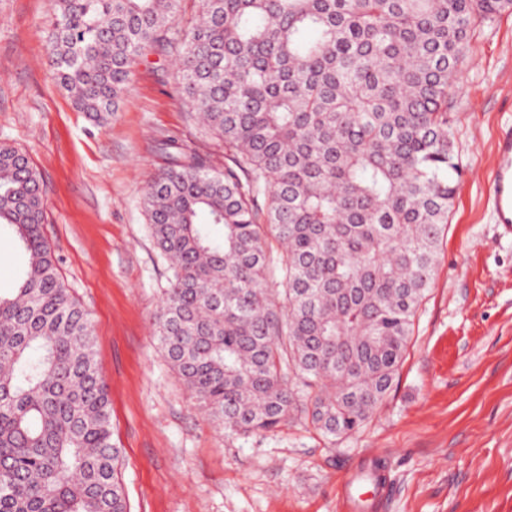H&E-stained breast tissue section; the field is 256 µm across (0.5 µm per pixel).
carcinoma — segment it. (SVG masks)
Instances as JSON below:
<instances>
[{
	"instance_id": "cac0c4a2",
	"label": "carcinoma",
	"mask_w": 512,
	"mask_h": 512,
	"mask_svg": "<svg viewBox=\"0 0 512 512\" xmlns=\"http://www.w3.org/2000/svg\"><path fill=\"white\" fill-rule=\"evenodd\" d=\"M51 0L56 81L96 126L137 63L175 56L179 96L227 149L173 139L142 198L170 276L155 337L224 429L305 415L329 442L391 392L432 288L461 167L448 96L512 0ZM265 205H260L259 200ZM40 175L0 143V512H130L88 313L42 225ZM21 265L19 250L9 240L7 232L2 229L0 237V291L8 293L16 287L17 275Z\"/></svg>"
}]
</instances>
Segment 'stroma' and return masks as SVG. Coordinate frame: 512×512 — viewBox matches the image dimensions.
Segmentation results:
<instances>
[{
    "instance_id": "stroma-1",
    "label": "stroma",
    "mask_w": 512,
    "mask_h": 512,
    "mask_svg": "<svg viewBox=\"0 0 512 512\" xmlns=\"http://www.w3.org/2000/svg\"><path fill=\"white\" fill-rule=\"evenodd\" d=\"M49 0H0V143L41 175L43 233L86 310L112 402L130 512H339L336 493L370 460L388 512H512V238H499L482 175L512 124V14L477 31L448 111L463 174L434 284L388 400L331 444L300 421L239 435L209 420L155 340L167 263L141 199L173 137L224 165V145L177 93L171 57L141 60L110 125L59 89Z\"/></svg>"
}]
</instances>
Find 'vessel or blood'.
<instances>
[{
	"label": "vessel or blood",
	"instance_id": "vessel-or-blood-1",
	"mask_svg": "<svg viewBox=\"0 0 512 512\" xmlns=\"http://www.w3.org/2000/svg\"><path fill=\"white\" fill-rule=\"evenodd\" d=\"M495 162L482 178L484 198L495 224L512 234V128L499 132L495 141ZM388 486L383 473L364 471L355 482L341 490L344 512H354L358 501L381 507Z\"/></svg>",
	"mask_w": 512,
	"mask_h": 512
}]
</instances>
